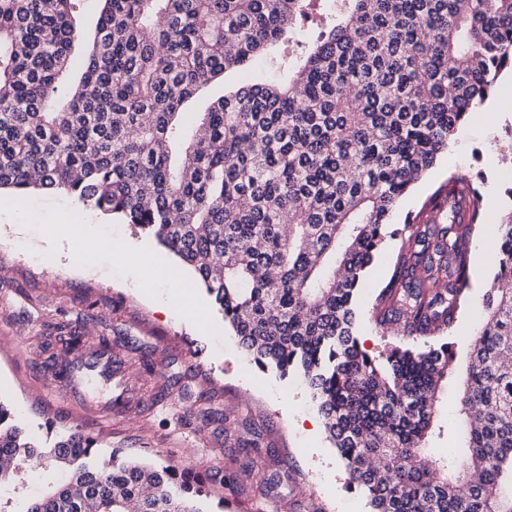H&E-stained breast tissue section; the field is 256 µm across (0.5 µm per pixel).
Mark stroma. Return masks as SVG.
Here are the masks:
<instances>
[{
    "mask_svg": "<svg viewBox=\"0 0 512 512\" xmlns=\"http://www.w3.org/2000/svg\"><path fill=\"white\" fill-rule=\"evenodd\" d=\"M512 99V74L499 83L495 100L463 125L445 153L399 205L400 212L419 210L448 180L450 174L480 179L479 223L482 233L469 253V303L461 310L452 334L459 351L482 318L479 300L489 287L494 269L486 256L494 246V226L512 210V112L499 111L496 99ZM37 209L47 225L29 228L16 242L14 227L26 211ZM145 248L171 266L178 258L151 236L97 212L78 208L62 194L25 197L0 193V401L11 407L30 437L45 442L48 426L79 429L103 448L154 463L206 464L224 460V428L201 427L184 415L179 401L166 395L168 376L185 373L192 392L204 393L215 407L233 419L249 418L262 431L264 447L275 449L269 471L282 480L271 492L269 512H300L305 495H312L323 512H370L367 499L348 488V474L326 434L308 436L301 416H315L305 388L293 378L258 368L239 349L214 306H207L198 322L167 314L134 285L128 252L108 251L94 268L79 272L68 259L47 249V235L62 238L64 246L80 253L100 246L101 231ZM397 240L387 241L370 267L358 296L359 335L365 348L376 352L385 340L369 318L374 289L392 274L391 258ZM61 323L84 326L90 333L106 332L121 355L153 352L158 375L149 377L138 405L110 416L96 409L116 395L115 386L63 395L57 393L51 370L38 350Z\"/></svg>",
    "mask_w": 512,
    "mask_h": 512,
    "instance_id": "obj_1",
    "label": "stroma"
}]
</instances>
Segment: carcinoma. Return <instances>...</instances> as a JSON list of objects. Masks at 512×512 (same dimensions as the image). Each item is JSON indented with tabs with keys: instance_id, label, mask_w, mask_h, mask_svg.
Masks as SVG:
<instances>
[{
	"instance_id": "1",
	"label": "carcinoma",
	"mask_w": 512,
	"mask_h": 512,
	"mask_svg": "<svg viewBox=\"0 0 512 512\" xmlns=\"http://www.w3.org/2000/svg\"><path fill=\"white\" fill-rule=\"evenodd\" d=\"M81 0H0V191L61 192L151 236L190 267L261 369L297 377L372 512H512V215L460 370L451 332L469 296L467 234L481 202L448 176L393 227L400 200L512 72V0H102L74 60ZM309 21L308 40L297 20ZM283 47L287 78L246 84L206 112L183 104L226 70ZM80 80L65 78L73 68ZM401 239L363 348L355 302L387 239ZM68 357L112 376V337L56 327ZM461 376L458 447L427 454L445 387ZM167 388L205 427L229 416ZM246 460L220 472L138 458L101 466L66 432L39 451L0 403V488L35 460L62 472L24 512H203L215 485L262 499L274 450L242 420Z\"/></svg>"
}]
</instances>
